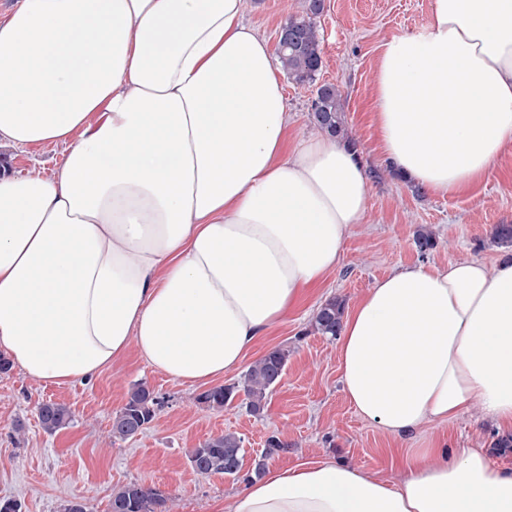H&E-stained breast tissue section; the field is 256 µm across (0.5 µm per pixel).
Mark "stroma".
I'll return each instance as SVG.
<instances>
[{"label": "stroma", "instance_id": "1", "mask_svg": "<svg viewBox=\"0 0 512 512\" xmlns=\"http://www.w3.org/2000/svg\"><path fill=\"white\" fill-rule=\"evenodd\" d=\"M305 0H252L245 15L268 47L288 18L301 15ZM432 0H325L317 23L322 66L315 83L284 79L289 128L313 132L310 106L317 85L336 84L344 121L356 143L364 170L370 171L362 224L346 240L333 274L307 301L246 356L253 363L269 350L289 352L281 381L272 388L260 414L241 398L217 409L200 402L204 388L176 382L129 353L98 375L69 384L40 383L20 369L0 373V501L15 500L22 512H63L81 498L88 512H107L113 492L130 482L155 488L168 499L170 512H221L225 497L241 492L256 465L284 472L327 457L376 478L396 480L401 462L394 448L424 447L442 438L450 448H486L492 459L512 466V448L497 447L500 431L469 408L444 425L423 426L414 437L395 442L358 415L342 392L337 339L319 334L313 323L331 299L352 307L380 278L404 265L444 266L476 258L494 262L512 247L497 244L494 228L512 224V149L504 152L474 189L434 196L401 179L386 163L373 123L374 75L382 43L425 24ZM8 169H38L52 174L61 164V147L49 144L22 150L0 141ZM426 229L436 239L419 255L414 239ZM146 383L163 403L154 421L139 435L112 441V417L130 388ZM46 401L67 406L70 424L47 433L39 421ZM224 433L241 440L237 475L197 473L190 452ZM278 435L288 452L264 458L265 441Z\"/></svg>", "mask_w": 512, "mask_h": 512}]
</instances>
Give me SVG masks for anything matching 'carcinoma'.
Listing matches in <instances>:
<instances>
[{
  "label": "carcinoma",
  "mask_w": 512,
  "mask_h": 512,
  "mask_svg": "<svg viewBox=\"0 0 512 512\" xmlns=\"http://www.w3.org/2000/svg\"><path fill=\"white\" fill-rule=\"evenodd\" d=\"M323 10V0H308L305 15L290 18L284 27L292 34L279 59L288 77L299 84L311 83L320 70L321 35L315 19ZM314 126L331 136L354 144L349 139L338 87L326 83L317 88L311 105ZM344 316L343 302L332 299L323 304L314 318L317 332L335 337ZM288 364V350L275 348L254 362L244 375L242 386H218L199 396L203 403L222 408L243 390L249 410L258 414L264 407L267 391L279 383ZM161 405L154 392L143 383L134 385L125 405L112 418V438L125 441L141 433L155 419ZM42 427L54 433L71 422L70 410L58 403L45 402L39 407ZM241 439L228 433L209 438L192 449L190 462L200 474L236 475L240 471ZM108 512H168L167 499L157 490L129 483L112 493Z\"/></svg>",
  "instance_id": "carcinoma-1"
}]
</instances>
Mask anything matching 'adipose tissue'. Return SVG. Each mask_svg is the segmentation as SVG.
Wrapping results in <instances>:
<instances>
[{"label": "adipose tissue", "instance_id": "obj_1", "mask_svg": "<svg viewBox=\"0 0 512 512\" xmlns=\"http://www.w3.org/2000/svg\"><path fill=\"white\" fill-rule=\"evenodd\" d=\"M249 0H21L0 15V140L63 147L0 173V349L31 379H88L135 350L175 381L240 369L335 271L366 211L354 154L288 137L280 69ZM374 121L430 193L512 147V0H432L386 40ZM343 393L410 437L469 405L512 431V257L399 267L347 313ZM224 512H512L480 448L407 451L397 482L330 459L253 481Z\"/></svg>", "mask_w": 512, "mask_h": 512}]
</instances>
